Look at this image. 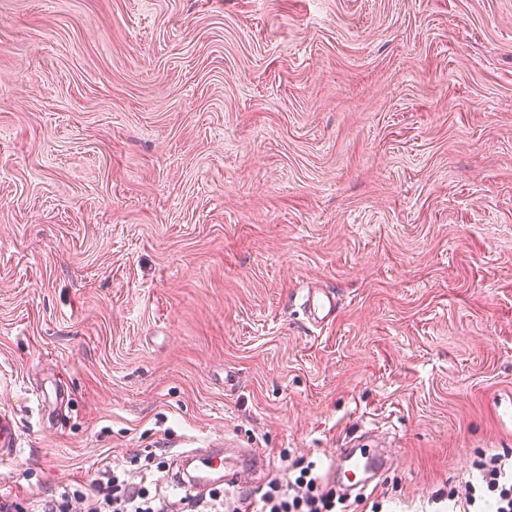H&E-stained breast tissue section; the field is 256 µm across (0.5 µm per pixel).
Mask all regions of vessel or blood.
Wrapping results in <instances>:
<instances>
[{"instance_id":"vessel-or-blood-1","label":"vessel or blood","mask_w":512,"mask_h":512,"mask_svg":"<svg viewBox=\"0 0 512 512\" xmlns=\"http://www.w3.org/2000/svg\"><path fill=\"white\" fill-rule=\"evenodd\" d=\"M300 308L306 320L315 326L321 325L333 318L338 308L335 293L315 288L307 290L301 297ZM19 448V434L10 414L0 413V464L13 460ZM221 452L205 448H193L176 454L174 462L177 467L171 479L187 492L201 495L216 484L227 487L241 485V471L237 468L218 470L217 465L223 462ZM364 467L365 477L356 481L357 489H367L374 481L382 467V461L376 451L371 448L357 447L355 442L346 443L340 448L331 461L329 469L336 473L345 472L350 465Z\"/></svg>"}]
</instances>
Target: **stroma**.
<instances>
[{
    "label": "stroma",
    "mask_w": 512,
    "mask_h": 512,
    "mask_svg": "<svg viewBox=\"0 0 512 512\" xmlns=\"http://www.w3.org/2000/svg\"><path fill=\"white\" fill-rule=\"evenodd\" d=\"M1 410L22 500L374 430L450 512L512 449V0H0ZM300 308L306 320L315 326L333 318L338 308L335 293L323 288L307 289L300 297ZM19 434L10 414L0 413V464L13 460L19 446Z\"/></svg>",
    "instance_id": "35a3bbf8"
}]
</instances>
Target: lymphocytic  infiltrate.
<instances>
[{
	"label": "lymphocytic infiltrate",
	"mask_w": 512,
	"mask_h": 512,
	"mask_svg": "<svg viewBox=\"0 0 512 512\" xmlns=\"http://www.w3.org/2000/svg\"><path fill=\"white\" fill-rule=\"evenodd\" d=\"M479 476L463 490L450 492L460 512H512V456L494 454L475 464ZM90 492L74 490L38 498L34 512H69L81 501L85 512H336L346 497L323 485L313 466L291 479L273 478L260 495L237 496L214 492L209 497L186 496L174 503L162 490L129 482L119 462L104 464L90 484Z\"/></svg>",
	"instance_id": "1"
}]
</instances>
